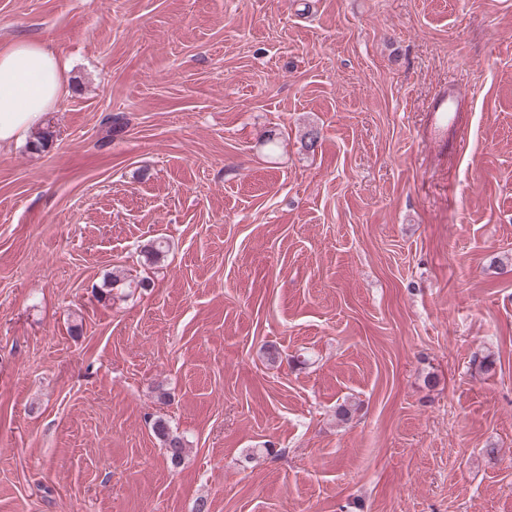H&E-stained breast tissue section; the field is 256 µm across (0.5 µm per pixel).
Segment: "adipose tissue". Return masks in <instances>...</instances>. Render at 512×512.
I'll return each mask as SVG.
<instances>
[{"mask_svg": "<svg viewBox=\"0 0 512 512\" xmlns=\"http://www.w3.org/2000/svg\"><path fill=\"white\" fill-rule=\"evenodd\" d=\"M69 63L41 42L0 46V147L27 139L67 94Z\"/></svg>", "mask_w": 512, "mask_h": 512, "instance_id": "ef3b65f1", "label": "adipose tissue"}]
</instances>
